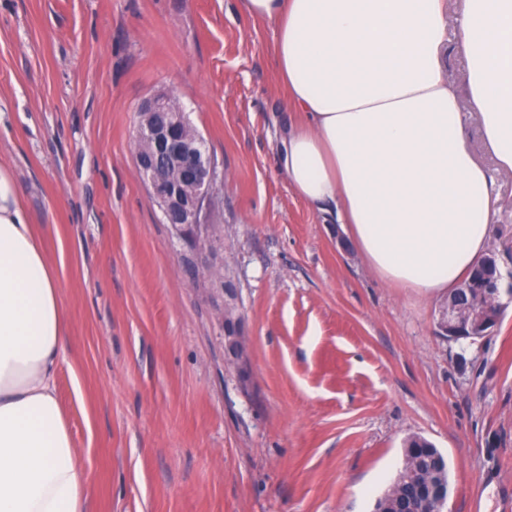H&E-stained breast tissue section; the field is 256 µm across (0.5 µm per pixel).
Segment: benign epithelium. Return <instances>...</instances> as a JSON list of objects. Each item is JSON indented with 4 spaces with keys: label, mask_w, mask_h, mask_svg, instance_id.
<instances>
[{
    "label": "benign epithelium",
    "mask_w": 512,
    "mask_h": 512,
    "mask_svg": "<svg viewBox=\"0 0 512 512\" xmlns=\"http://www.w3.org/2000/svg\"><path fill=\"white\" fill-rule=\"evenodd\" d=\"M135 140L139 143L137 169L157 202L164 223L192 252L210 245L213 225L206 223L215 202V166L205 152L204 140L187 120L182 106L167 93L153 95L137 110ZM497 265L495 256L484 258L485 273L463 292L451 295L440 308L439 332L453 341L474 343L491 335L501 319L495 295V280L489 274ZM241 317L236 291L224 282V349L229 363L245 368L248 347L240 331ZM432 512H438L448 496L434 483L423 489Z\"/></svg>",
    "instance_id": "obj_1"
}]
</instances>
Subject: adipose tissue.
<instances>
[{
    "label": "adipose tissue",
    "mask_w": 512,
    "mask_h": 512,
    "mask_svg": "<svg viewBox=\"0 0 512 512\" xmlns=\"http://www.w3.org/2000/svg\"><path fill=\"white\" fill-rule=\"evenodd\" d=\"M275 26L298 122L281 166L386 283L452 294L487 253L497 176L512 175V0H462L470 111L443 66L447 0H242ZM478 122L496 160L470 148ZM23 192L0 165V512H91L57 393L69 316Z\"/></svg>",
    "instance_id": "ef3b65f1"
}]
</instances>
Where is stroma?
<instances>
[{"instance_id": "35a3bbf8", "label": "stroma", "mask_w": 512, "mask_h": 512, "mask_svg": "<svg viewBox=\"0 0 512 512\" xmlns=\"http://www.w3.org/2000/svg\"><path fill=\"white\" fill-rule=\"evenodd\" d=\"M272 24L241 0H0V165L60 279L57 386L93 512H372L418 434L447 512H512V307L452 342L439 298L380 280L279 165ZM174 95L216 166L207 262L141 180L136 111ZM489 248L512 281V177ZM238 293L250 374L224 351Z\"/></svg>"}]
</instances>
